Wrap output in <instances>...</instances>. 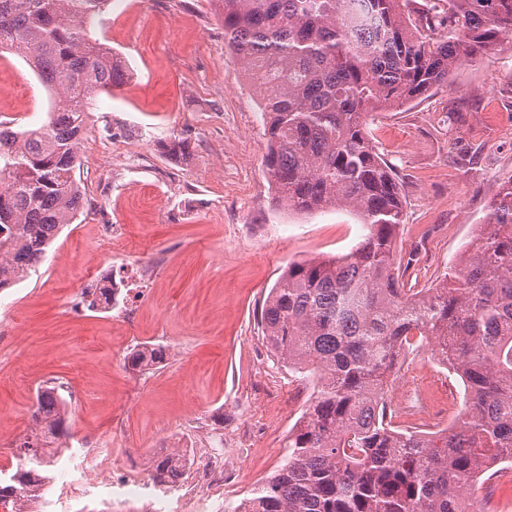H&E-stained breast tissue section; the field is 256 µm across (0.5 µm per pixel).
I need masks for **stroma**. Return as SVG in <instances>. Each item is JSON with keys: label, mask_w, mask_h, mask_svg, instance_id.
I'll return each instance as SVG.
<instances>
[{"label": "stroma", "mask_w": 512, "mask_h": 512, "mask_svg": "<svg viewBox=\"0 0 512 512\" xmlns=\"http://www.w3.org/2000/svg\"><path fill=\"white\" fill-rule=\"evenodd\" d=\"M94 39L124 61L128 80L99 94L88 117L75 177L89 204L64 227L36 272L0 289V445H18L31 425L40 385L55 382L67 401L59 476L79 439L97 438L153 467L158 457L203 444L207 432L236 434L224 451L223 512L285 461L288 432L308 405L309 380L268 347L261 309L294 260L348 253L361 224L352 213L297 214L275 206L264 174L260 99L224 46L218 0H112L93 23ZM0 112L16 124L44 121L49 95L20 58L0 60ZM466 125L448 128V113ZM373 144L403 184L397 251L414 288L433 285L477 232L498 184L512 174V40L478 53L450 86L378 114ZM138 148L137 161L110 152L113 134ZM190 141L188 160L158 142ZM476 164L461 166L462 151ZM122 224L165 267L144 292L122 290L118 307L74 314L68 299L90 265L110 278L112 260L95 249L99 227ZM160 344L165 363L126 368L135 346ZM408 398L428 395L436 422L460 407L462 384L430 362L425 347L403 358L396 381Z\"/></svg>", "instance_id": "1"}]
</instances>
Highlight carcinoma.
I'll return each mask as SVG.
<instances>
[{
  "label": "carcinoma",
  "mask_w": 512,
  "mask_h": 512,
  "mask_svg": "<svg viewBox=\"0 0 512 512\" xmlns=\"http://www.w3.org/2000/svg\"><path fill=\"white\" fill-rule=\"evenodd\" d=\"M224 44L261 100L273 202L298 213L345 210L366 233L349 253L291 261L266 297V343L316 379L288 456L242 512H468L482 478L512 467V175L484 224L423 295L405 287L395 252L402 188L367 134L368 118L450 84L477 52L512 33V0H220ZM109 0H0V57H22L53 92L47 119L0 122V289L44 259L86 206L75 178L88 110L125 83L112 48L90 25ZM96 288L87 308L112 306ZM446 336L440 362L462 380L447 428L394 422L386 394L409 338ZM161 345L125 366L163 362ZM37 394L20 463L0 485L10 512L45 497L66 399ZM185 455L159 458L154 480L175 484Z\"/></svg>",
  "instance_id": "obj_1"
}]
</instances>
